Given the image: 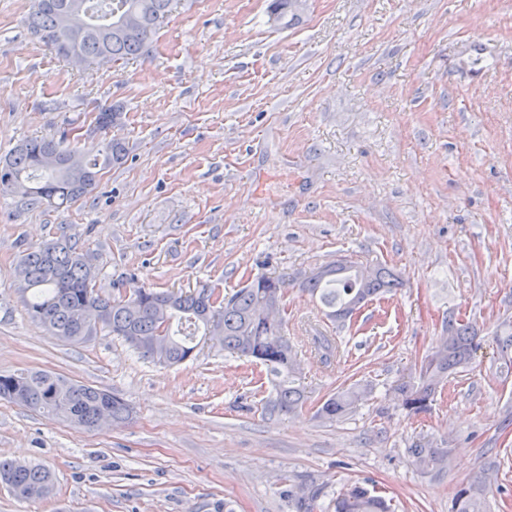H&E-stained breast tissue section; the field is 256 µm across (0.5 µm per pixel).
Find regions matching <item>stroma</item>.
<instances>
[{"label":"stroma","instance_id":"stroma-1","mask_svg":"<svg viewBox=\"0 0 512 512\" xmlns=\"http://www.w3.org/2000/svg\"><path fill=\"white\" fill-rule=\"evenodd\" d=\"M34 0H0V157L74 128L96 149L102 107L127 149L65 209L0 191V373L47 370L127 402L130 420L90 431L0 400V458L35 461L54 496L0 512H316L363 484L392 512H450L460 483L494 479L512 512V370L491 338L512 320V0H304L291 26L271 0H178L149 55L76 66L29 30ZM266 175L256 194V175ZM67 235L115 293L127 281L231 295L279 276L306 402L266 415V368L199 339L178 366L98 332L46 334L14 276L28 248ZM347 259L401 278L336 325L299 284ZM484 341L426 412L391 390L448 333ZM339 346L322 360L308 338ZM372 393L339 421L316 411L337 388ZM449 451L425 473L416 443Z\"/></svg>","mask_w":512,"mask_h":512}]
</instances>
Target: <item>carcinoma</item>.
I'll return each instance as SVG.
<instances>
[{"label": "carcinoma", "mask_w": 512, "mask_h": 512, "mask_svg": "<svg viewBox=\"0 0 512 512\" xmlns=\"http://www.w3.org/2000/svg\"><path fill=\"white\" fill-rule=\"evenodd\" d=\"M90 24L75 46L88 61L106 56L112 63L127 62L147 51L151 37L172 12L173 0H85ZM70 0H35L27 18L30 30L58 56H63L67 33L61 26L64 7ZM280 21L298 18L296 0H274ZM120 115L114 105L96 116L97 128L117 125ZM67 152H78L67 139L41 137L25 140L0 161V190L13 191L21 182L29 205L65 207L95 188L98 168L122 164L126 147L119 138L101 145L97 154L80 156L81 167L71 171L60 165ZM22 295L28 296L30 318L50 335L73 344L88 341L98 328L122 338L142 357L165 365L181 364L193 357L196 333L210 334L231 357H253L267 367L275 396L268 404L272 414H289L305 400L295 385L300 366L297 351L284 332L282 313L269 314L283 302V281L266 275L255 278L218 305H209L215 290L202 287L193 292H174L138 286L132 282L112 296L95 288L96 273L85 255L62 234L23 255L15 269ZM399 286L396 274L386 267L364 275L359 266L339 261L321 267L300 284L302 290L319 297L332 321H342L362 304ZM479 331L464 321L448 324V336L434 347L415 374L397 382L392 390L403 409L419 414L427 411L448 377L465 369L481 346ZM500 359L512 365V322L493 336ZM314 349L325 361L336 352L334 339L321 333L311 337ZM369 393L356 385L329 396L319 418L338 421ZM0 398L38 411L52 412L79 430L98 426L107 412L114 421L126 418L127 404L107 390L73 382L46 370L0 374ZM422 471L448 468V449L416 444L408 449ZM0 485L19 499H42L55 489L54 474L37 463L0 458ZM487 483L477 474L462 482L450 512H489ZM335 512H390L386 500L368 489L355 486L338 495Z\"/></svg>", "instance_id": "1"}]
</instances>
